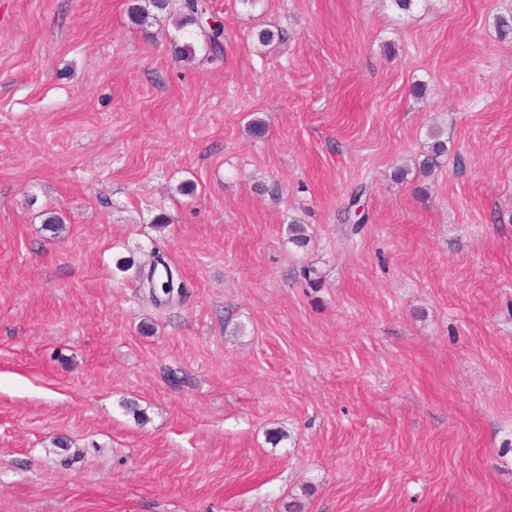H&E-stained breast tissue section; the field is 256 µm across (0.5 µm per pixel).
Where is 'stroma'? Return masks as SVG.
<instances>
[{"instance_id": "35a3bbf8", "label": "stroma", "mask_w": 512, "mask_h": 512, "mask_svg": "<svg viewBox=\"0 0 512 512\" xmlns=\"http://www.w3.org/2000/svg\"><path fill=\"white\" fill-rule=\"evenodd\" d=\"M144 2L0 0V512H512V0ZM149 6L156 13H167L175 16L178 30L195 26L197 31L190 35L203 38L207 50L212 54L211 60L223 57L224 28L218 26L209 29L202 24L200 18L202 4H198L195 0H148V8L145 7L142 11L143 19L149 18L151 15ZM366 192V188L361 186L351 197L348 206L341 212V220L344 224H352L353 230L358 231L359 227L368 220L366 214L361 215L358 212V207L363 203L362 197ZM137 287L148 290V294L156 305H167L174 297L184 295V281L178 267L171 259L160 250H155L152 254V261L148 268L139 267L135 272ZM160 282L162 296L157 293ZM174 293V294H173Z\"/></svg>"}]
</instances>
